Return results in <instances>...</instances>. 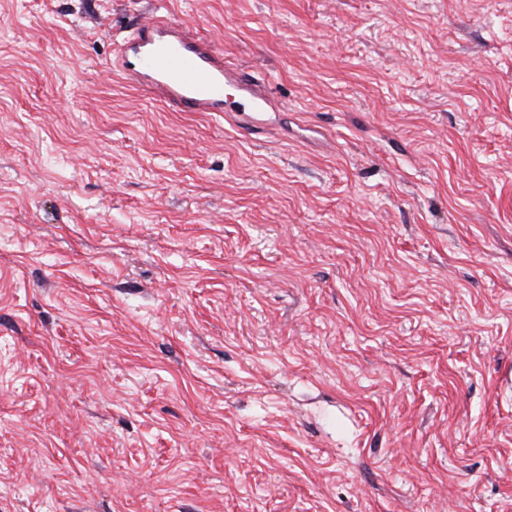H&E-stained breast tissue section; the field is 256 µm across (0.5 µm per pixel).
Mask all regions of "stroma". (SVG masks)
I'll return each instance as SVG.
<instances>
[{
  "instance_id": "stroma-1",
  "label": "stroma",
  "mask_w": 512,
  "mask_h": 512,
  "mask_svg": "<svg viewBox=\"0 0 512 512\" xmlns=\"http://www.w3.org/2000/svg\"><path fill=\"white\" fill-rule=\"evenodd\" d=\"M509 373L512 0H0V512H512ZM115 64L126 79L151 90L183 112H225L244 127L265 126V112L283 105L244 67L229 63L213 40L185 20L149 13L114 49ZM228 90V92H227Z\"/></svg>"
}]
</instances>
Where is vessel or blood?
<instances>
[{
	"label": "vessel or blood",
	"mask_w": 512,
	"mask_h": 512,
	"mask_svg": "<svg viewBox=\"0 0 512 512\" xmlns=\"http://www.w3.org/2000/svg\"><path fill=\"white\" fill-rule=\"evenodd\" d=\"M126 79L183 112H225L248 129L283 106L244 67L229 63L213 40L185 20L156 13L140 17L114 50Z\"/></svg>",
	"instance_id": "vessel-or-blood-1"
}]
</instances>
